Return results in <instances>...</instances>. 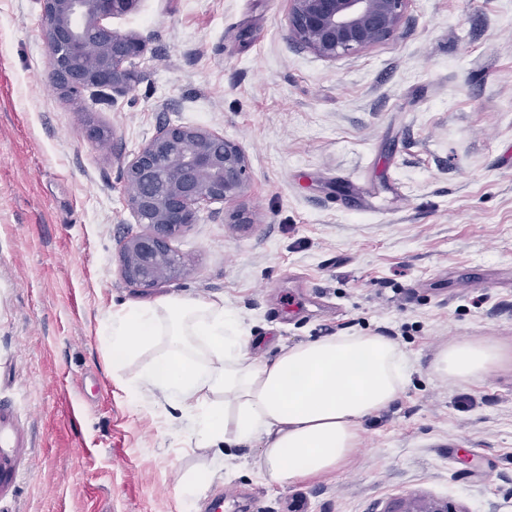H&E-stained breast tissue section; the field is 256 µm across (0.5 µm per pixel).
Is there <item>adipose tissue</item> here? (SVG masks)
I'll return each mask as SVG.
<instances>
[{"label":"adipose tissue","mask_w":512,"mask_h":512,"mask_svg":"<svg viewBox=\"0 0 512 512\" xmlns=\"http://www.w3.org/2000/svg\"><path fill=\"white\" fill-rule=\"evenodd\" d=\"M111 338L117 363L160 345L136 388L173 399L197 447L262 441L258 468L281 485L345 464L359 445L363 419L398 399L407 380L401 350L381 335L326 336L255 362L251 339L232 313L190 298L130 307L113 319ZM509 359L512 352L501 345L469 339L442 348L435 370L469 383Z\"/></svg>","instance_id":"adipose-tissue-1"}]
</instances>
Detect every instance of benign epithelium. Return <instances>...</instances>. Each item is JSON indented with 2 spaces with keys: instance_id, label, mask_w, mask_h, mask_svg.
<instances>
[{
  "instance_id": "obj_1",
  "label": "benign epithelium",
  "mask_w": 512,
  "mask_h": 512,
  "mask_svg": "<svg viewBox=\"0 0 512 512\" xmlns=\"http://www.w3.org/2000/svg\"><path fill=\"white\" fill-rule=\"evenodd\" d=\"M139 0H41V37L54 88L68 98L90 88L124 89L137 78L144 41L104 21L133 11ZM292 40L325 60L372 48L401 27L410 0H289ZM249 177L242 147L202 126L165 123L125 164L128 208L145 230L121 248V274L150 289L180 278L186 261L171 246L214 202L240 198ZM383 512H466L450 501L411 498Z\"/></svg>"
}]
</instances>
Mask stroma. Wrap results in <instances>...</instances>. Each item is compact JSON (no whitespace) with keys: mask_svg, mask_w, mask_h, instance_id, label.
<instances>
[{"mask_svg":"<svg viewBox=\"0 0 512 512\" xmlns=\"http://www.w3.org/2000/svg\"><path fill=\"white\" fill-rule=\"evenodd\" d=\"M288 9L140 0L108 21L145 41L139 77L95 103L52 87L39 0H0V409L20 437L0 448V512H205L177 497L189 471L223 512H512V363L465 384L433 368L462 339L512 348V0H410L396 35L333 61L291 40ZM168 121L241 145L254 222L202 208L173 243L188 273L144 291L120 273L142 230L121 168ZM169 297L222 304L258 362L389 337L408 381L341 468L270 482L260 444L217 459L135 389L155 349L113 370V312ZM383 512H468L467 510L457 508L450 501H432L425 502L418 498H411L400 501L392 508H387Z\"/></svg>","mask_w":512,"mask_h":512,"instance_id":"stroma-1","label":"stroma"}]
</instances>
